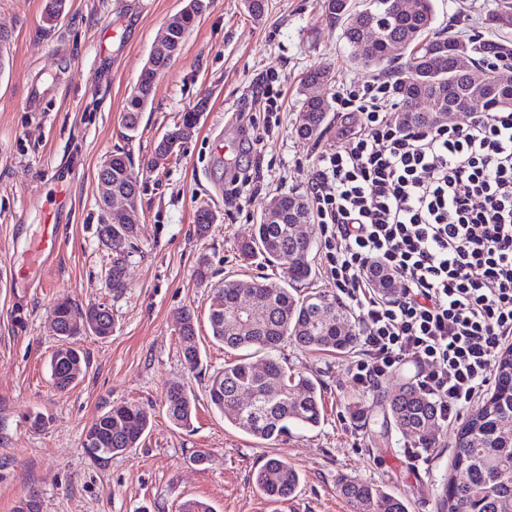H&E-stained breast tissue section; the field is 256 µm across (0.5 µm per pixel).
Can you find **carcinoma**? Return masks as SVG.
Masks as SVG:
<instances>
[{
  "mask_svg": "<svg viewBox=\"0 0 512 512\" xmlns=\"http://www.w3.org/2000/svg\"><path fill=\"white\" fill-rule=\"evenodd\" d=\"M403 0H368L357 5L353 0H321L326 16L337 23L345 41L361 50L365 65H382L391 79V94L399 109L395 122L402 128L429 127L448 120V111L461 110L472 79L484 85L487 107L512 110V41L506 38L475 40L454 30L435 27L433 0H417L405 9ZM209 0H186L183 9L172 18L169 33L173 43H184L187 35L207 9ZM488 25L498 30L512 29V0H497ZM463 47L475 56L474 72L458 66L455 50ZM329 81L322 69L309 70L301 82L303 104L294 130L303 139L322 135L329 100L317 89ZM151 104L148 85H136L126 103L124 138L136 137L141 115ZM196 113L189 112L182 124L172 129L158 143L155 158L162 159L183 143L182 130L192 129ZM133 166L129 153L113 155L112 191L126 194L132 206L141 205V184L131 181L126 167ZM281 218L272 223L260 216L250 238L238 249L249 258L255 254L281 269L278 278L253 280L251 292L262 305L261 315L253 320L229 322L243 294L244 282L224 279L214 289L209 314L212 338L224 349L240 351L238 359L224 364L208 384L210 403L242 432L260 441L276 442L288 436L291 428L311 429L321 423L320 387L302 372L288 367L275 356L285 342L311 352L346 354L358 345L347 306L336 296L323 291L299 294L297 283L313 280L311 254L313 242L295 237L292 226L308 221L310 209L304 196L284 193ZM214 222L212 212L198 210L197 234L208 236ZM138 225L116 224L104 218L98 235L114 245L132 240ZM108 285L115 293L127 288L125 267L116 259L108 269ZM115 326L109 307L98 304L90 311L68 303L59 313L51 331L64 344L50 359L51 379L55 389L66 392L83 376L87 353L66 341L88 333L105 339ZM181 353L185 364L195 369L200 363L194 313H185L179 327ZM510 362L498 361L495 387L471 413L455 438L456 453L451 470L466 472V482L459 484L453 475L443 483L437 512H512V355ZM245 394L267 398L264 414L254 418L242 410ZM169 420L189 428L194 418V399L180 384L169 387L165 398ZM388 411L397 429L418 439L435 424V405L412 384L406 383L392 395ZM152 416L136 404H117L97 416L84 431L83 448L98 461L126 453L138 447L151 427ZM256 488L268 499L281 501L298 489L301 476L282 456L268 458L252 476ZM338 493L355 512H407L406 504L378 485L347 477L337 485Z\"/></svg>",
  "mask_w": 512,
  "mask_h": 512,
  "instance_id": "obj_1",
  "label": "carcinoma"
}]
</instances>
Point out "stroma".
Segmentation results:
<instances>
[{
	"instance_id": "stroma-1",
	"label": "stroma",
	"mask_w": 512,
	"mask_h": 512,
	"mask_svg": "<svg viewBox=\"0 0 512 512\" xmlns=\"http://www.w3.org/2000/svg\"><path fill=\"white\" fill-rule=\"evenodd\" d=\"M184 0H67L54 22L46 0H0V27L11 36L9 62L0 72V276L26 260L44 216L59 226V253L41 278L0 287V512H14L20 498L37 492L42 512H178L188 498L215 512H352L337 493L352 476L400 496L408 512H437L456 429L441 432L429 459L411 470L406 436L387 414L390 396L408 375L398 371L374 390L356 386L350 357L282 344L277 355L318 383L324 418L318 427L293 430L267 443L234 428L208 398L209 377L233 360L211 337L214 286L230 277L278 276L262 257L242 259L246 239L264 204L284 192L305 194L320 156L343 140L354 116L332 108V122L317 141L299 138L293 124L301 108L305 73L328 72L323 92L335 99L347 86L381 76L355 59V48L322 13L319 0H267L254 20L242 0H210L171 67L155 82L139 136L122 137V116L150 48ZM436 27L469 35L486 25L495 0H434ZM52 88L41 109L29 103L34 81ZM278 90V124L267 127L259 84ZM197 111L191 137L158 165L161 138ZM253 149L242 167L216 152ZM130 149L142 183L141 222L132 243L112 246L97 235L102 210L98 172L113 152ZM215 216L207 237L195 232L200 208ZM211 262L209 282H199L200 257ZM125 266L127 287L113 293L106 270ZM63 299L108 306L116 328L109 339L80 337L88 354L84 379L58 392L50 358L59 342L47 328ZM198 325L200 365L189 370L178 327L185 311ZM185 385L195 399L190 429L170 423L167 388ZM132 403L153 422L132 452L105 463L88 456L83 434L112 405ZM44 413L45 429L27 416ZM210 454L208 468L190 463ZM288 459L301 475L297 492L271 502L251 481L267 457Z\"/></svg>"
}]
</instances>
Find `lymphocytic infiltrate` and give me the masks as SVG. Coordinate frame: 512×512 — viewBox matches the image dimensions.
<instances>
[{"label":"lymphocytic infiltrate","instance_id":"obj_1","mask_svg":"<svg viewBox=\"0 0 512 512\" xmlns=\"http://www.w3.org/2000/svg\"><path fill=\"white\" fill-rule=\"evenodd\" d=\"M336 102L359 126L308 190L327 271L361 326L352 380L373 389L413 368L449 429L512 345V112L404 130L381 79ZM379 269L399 293L374 288Z\"/></svg>","mask_w":512,"mask_h":512}]
</instances>
